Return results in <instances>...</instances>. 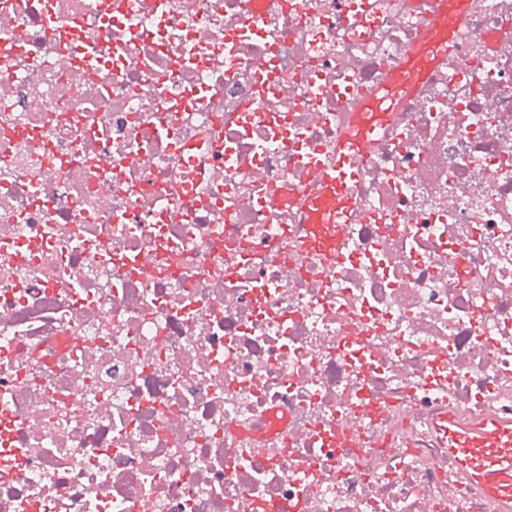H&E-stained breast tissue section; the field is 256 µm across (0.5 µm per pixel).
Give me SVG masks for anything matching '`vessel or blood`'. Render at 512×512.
<instances>
[{"label":"vessel or blood","mask_w":512,"mask_h":512,"mask_svg":"<svg viewBox=\"0 0 512 512\" xmlns=\"http://www.w3.org/2000/svg\"><path fill=\"white\" fill-rule=\"evenodd\" d=\"M473 0H442L423 23L419 40L387 77L377 92L352 114L336 144L330 168L317 172L319 188L303 194L300 206L311 226L310 245L318 257H335L345 242L339 222L352 205L349 187L359 177L353 158L368 150L379 129L389 119L396 101L415 89L448 53V42L461 26ZM434 425L449 457L498 503L512 502V420L490 415L465 422L455 416H435Z\"/></svg>","instance_id":"b4317fda"}]
</instances>
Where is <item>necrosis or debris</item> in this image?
Returning <instances> with one entry per match:
<instances>
[{
	"instance_id": "obj_1",
	"label": "necrosis or debris",
	"mask_w": 512,
	"mask_h": 512,
	"mask_svg": "<svg viewBox=\"0 0 512 512\" xmlns=\"http://www.w3.org/2000/svg\"><path fill=\"white\" fill-rule=\"evenodd\" d=\"M358 2L0 0V512H497L433 418L512 419V10L321 259L295 198L436 7Z\"/></svg>"
}]
</instances>
